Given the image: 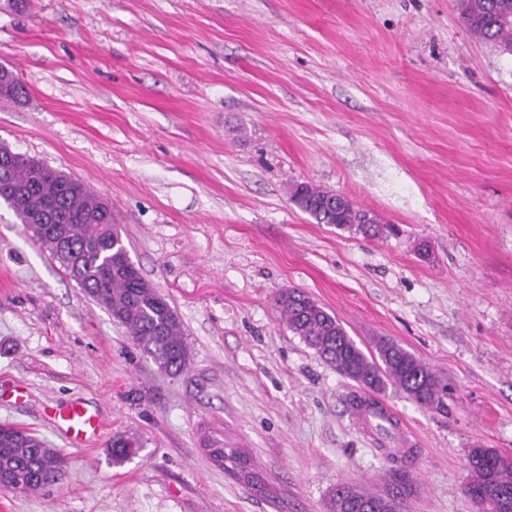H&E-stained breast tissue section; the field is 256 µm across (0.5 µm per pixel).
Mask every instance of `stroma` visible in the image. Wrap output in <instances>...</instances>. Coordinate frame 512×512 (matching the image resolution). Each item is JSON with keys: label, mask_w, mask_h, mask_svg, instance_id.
Here are the masks:
<instances>
[{"label": "stroma", "mask_w": 512, "mask_h": 512, "mask_svg": "<svg viewBox=\"0 0 512 512\" xmlns=\"http://www.w3.org/2000/svg\"><path fill=\"white\" fill-rule=\"evenodd\" d=\"M0 145L112 205L190 362L161 371L0 202V423L64 459L0 512H328L331 488L387 491L393 439L355 422L361 389L292 333L296 288L362 349L390 339L448 386L441 409L388 390L414 446L404 512H479L481 446L512 454V55L455 0H0ZM393 225L320 224L295 183ZM107 421L75 448L49 407ZM138 442L116 464L115 437ZM242 448L261 495L208 454ZM27 97V90L8 68L0 67V100L17 102Z\"/></svg>", "instance_id": "stroma-1"}]
</instances>
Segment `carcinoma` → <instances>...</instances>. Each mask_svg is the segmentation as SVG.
I'll use <instances>...</instances> for the list:
<instances>
[{
	"label": "carcinoma",
	"mask_w": 512,
	"mask_h": 512,
	"mask_svg": "<svg viewBox=\"0 0 512 512\" xmlns=\"http://www.w3.org/2000/svg\"><path fill=\"white\" fill-rule=\"evenodd\" d=\"M457 9L476 39L512 53V0H457ZM25 97L27 90L19 78L0 67V100L17 102ZM291 198L320 224L355 229L368 237L388 229L377 216L351 202H337L326 188L296 184ZM0 199L25 225L30 238L112 313L160 370L179 374L187 367L190 351L179 317L158 290L143 287L146 280L130 270V256L107 201L29 157L8 166L0 163ZM277 304L288 328L347 379L374 392L397 387L425 408L444 406L446 386L414 354L389 341L377 345V354L365 353L336 317L296 289L282 293ZM138 450L135 441L115 439L112 462L121 464ZM208 452L238 480L253 473L242 448ZM468 462L466 495L479 512H512V455L477 447L470 450ZM62 475V457L38 437L20 430L10 441H0V489L33 492L57 483ZM385 476L389 486L385 495L345 484L334 487L329 512H399L398 504L413 492V474L398 466Z\"/></svg>",
	"instance_id": "cac0c4a2"
}]
</instances>
